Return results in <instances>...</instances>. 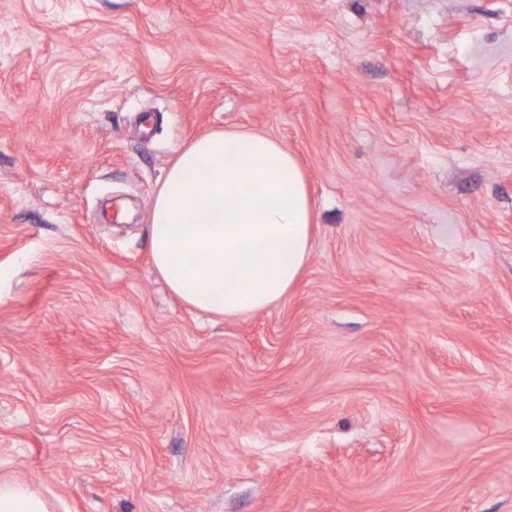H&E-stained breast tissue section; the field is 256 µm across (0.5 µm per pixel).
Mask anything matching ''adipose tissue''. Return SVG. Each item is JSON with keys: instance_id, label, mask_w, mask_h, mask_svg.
<instances>
[{"instance_id": "obj_1", "label": "adipose tissue", "mask_w": 512, "mask_h": 512, "mask_svg": "<svg viewBox=\"0 0 512 512\" xmlns=\"http://www.w3.org/2000/svg\"><path fill=\"white\" fill-rule=\"evenodd\" d=\"M206 180H197L198 171ZM312 210L296 158L270 136L210 132L176 157L152 199L153 266L171 292L235 318L279 303L312 248ZM31 484L0 478V512H50Z\"/></svg>"}]
</instances>
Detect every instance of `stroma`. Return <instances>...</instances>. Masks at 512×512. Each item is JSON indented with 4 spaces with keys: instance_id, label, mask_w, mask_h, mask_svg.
Returning <instances> with one entry per match:
<instances>
[{
    "instance_id": "stroma-1",
    "label": "stroma",
    "mask_w": 512,
    "mask_h": 512,
    "mask_svg": "<svg viewBox=\"0 0 512 512\" xmlns=\"http://www.w3.org/2000/svg\"><path fill=\"white\" fill-rule=\"evenodd\" d=\"M217 129L313 244L226 319L154 271ZM0 477L54 512H512V0H0Z\"/></svg>"
}]
</instances>
